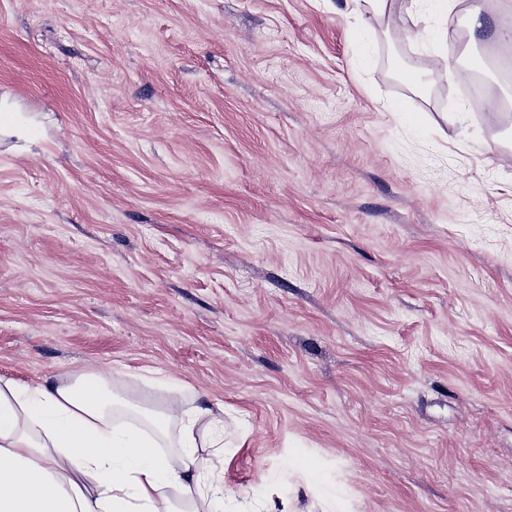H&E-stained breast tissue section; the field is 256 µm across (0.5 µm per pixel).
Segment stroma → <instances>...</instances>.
Segmentation results:
<instances>
[{
	"label": "stroma",
	"mask_w": 512,
	"mask_h": 512,
	"mask_svg": "<svg viewBox=\"0 0 512 512\" xmlns=\"http://www.w3.org/2000/svg\"><path fill=\"white\" fill-rule=\"evenodd\" d=\"M475 4L512 29L0 0V376L223 411L224 512H512V42Z\"/></svg>",
	"instance_id": "1"
}]
</instances>
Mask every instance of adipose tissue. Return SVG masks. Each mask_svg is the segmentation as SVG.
I'll list each match as a JSON object with an SVG mask.
<instances>
[{
  "instance_id": "1",
  "label": "adipose tissue",
  "mask_w": 512,
  "mask_h": 512,
  "mask_svg": "<svg viewBox=\"0 0 512 512\" xmlns=\"http://www.w3.org/2000/svg\"><path fill=\"white\" fill-rule=\"evenodd\" d=\"M106 378L78 370L61 384L0 377V512H224V476L200 455L201 425L224 455V419L165 392L144 426L116 422ZM176 446L161 452L171 422Z\"/></svg>"
}]
</instances>
